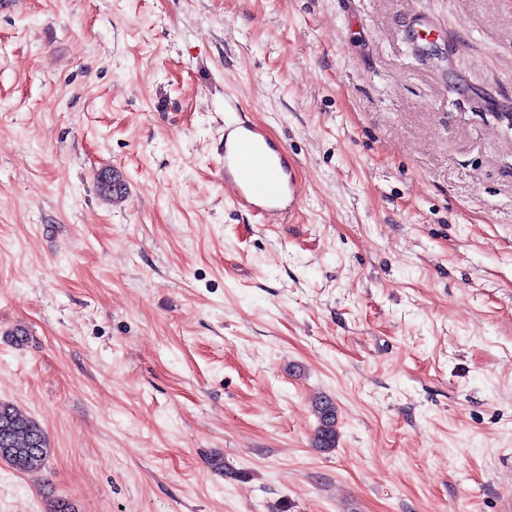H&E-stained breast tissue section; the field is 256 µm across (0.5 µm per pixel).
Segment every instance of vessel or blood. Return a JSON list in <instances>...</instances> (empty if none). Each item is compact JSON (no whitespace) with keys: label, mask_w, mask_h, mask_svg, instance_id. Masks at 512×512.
I'll return each instance as SVG.
<instances>
[{"label":"vessel or blood","mask_w":512,"mask_h":512,"mask_svg":"<svg viewBox=\"0 0 512 512\" xmlns=\"http://www.w3.org/2000/svg\"><path fill=\"white\" fill-rule=\"evenodd\" d=\"M224 184L239 207L269 217L297 198L295 172L257 125L244 122L224 130Z\"/></svg>","instance_id":"vessel-or-blood-1"}]
</instances>
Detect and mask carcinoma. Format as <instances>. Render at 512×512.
I'll return each mask as SVG.
<instances>
[{
  "label": "carcinoma",
  "instance_id": "1",
  "mask_svg": "<svg viewBox=\"0 0 512 512\" xmlns=\"http://www.w3.org/2000/svg\"><path fill=\"white\" fill-rule=\"evenodd\" d=\"M101 192L110 198L123 194L121 180L107 172L98 175ZM318 425L314 446L321 452L336 448L338 432L335 404L326 397L315 403ZM50 454L45 431L34 420L24 416L13 404L0 402V461L17 472L28 474L42 470Z\"/></svg>",
  "mask_w": 512,
  "mask_h": 512
}]
</instances>
